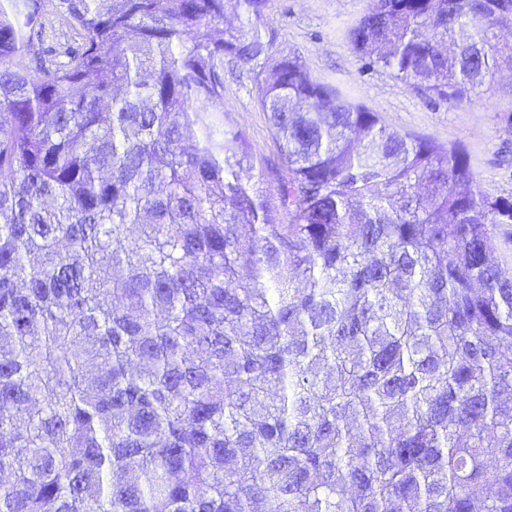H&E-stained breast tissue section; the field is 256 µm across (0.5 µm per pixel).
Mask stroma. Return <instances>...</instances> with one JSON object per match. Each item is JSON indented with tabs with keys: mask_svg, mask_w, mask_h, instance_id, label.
<instances>
[{
	"mask_svg": "<svg viewBox=\"0 0 512 512\" xmlns=\"http://www.w3.org/2000/svg\"><path fill=\"white\" fill-rule=\"evenodd\" d=\"M367 0H272L268 27L281 53H298L317 78L338 84L378 112L384 123L439 143H457L484 192L512 194V72L502 71L494 88L449 104L423 98L388 71L362 69L344 36ZM224 123L243 130L258 160H276L277 151L264 113L256 103L253 75L243 65L224 68Z\"/></svg>",
	"mask_w": 512,
	"mask_h": 512,
	"instance_id": "1",
	"label": "stroma"
}]
</instances>
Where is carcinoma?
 <instances>
[{
	"mask_svg": "<svg viewBox=\"0 0 512 512\" xmlns=\"http://www.w3.org/2000/svg\"><path fill=\"white\" fill-rule=\"evenodd\" d=\"M270 3L0 0V512H512V196L281 54ZM508 18L368 0L345 37L461 103ZM248 66L224 62V124L243 130L258 161H277V151L264 113L256 103ZM493 246L494 255L501 268L512 273V224H497Z\"/></svg>",
	"mask_w": 512,
	"mask_h": 512,
	"instance_id": "carcinoma-1",
	"label": "carcinoma"
}]
</instances>
